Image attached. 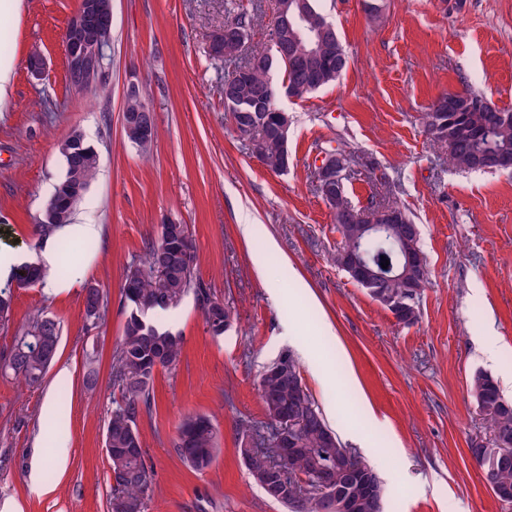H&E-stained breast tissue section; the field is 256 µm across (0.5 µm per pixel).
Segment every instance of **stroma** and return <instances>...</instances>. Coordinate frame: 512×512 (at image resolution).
I'll return each instance as SVG.
<instances>
[{
	"label": "stroma",
	"mask_w": 512,
	"mask_h": 512,
	"mask_svg": "<svg viewBox=\"0 0 512 512\" xmlns=\"http://www.w3.org/2000/svg\"><path fill=\"white\" fill-rule=\"evenodd\" d=\"M252 8L250 49L270 47L271 0H112V43L101 85L75 92L63 35L81 0H24L0 22V58L13 62L0 104V249L29 256L46 200L65 167L59 146L80 132L100 167L73 221L99 224L61 286L13 288L0 353L37 312L60 324L58 355L41 384L0 377V512H108L105 422L117 397L109 373L126 320L124 270L160 224L187 225L195 276L228 304L233 322L208 332L194 296L157 321L182 336L176 368L158 370L155 406L138 429L151 496L147 512H286L255 486L237 453L239 419L262 427L260 376L281 352L301 365L308 392L345 447L380 475L385 512H512L473 462L490 432L469 391L491 374L512 398V174L449 167L422 124L431 102L470 88L512 109V0H320L347 69L308 98L282 99L292 163L276 175L248 149L224 110V69L210 46L225 4ZM45 62L31 76L32 52ZM142 90L156 118L149 152L125 136L124 92ZM351 156L355 206L413 213L429 286L410 324L336 266L341 236L318 191L324 152ZM255 225L243 237L241 225ZM263 265H256V257ZM108 305L89 326L83 296ZM500 351L490 360L483 336ZM97 384L87 390L89 371ZM55 399L53 419L43 415ZM208 416L220 452L204 471L170 445L182 419ZM68 461L57 469L59 441Z\"/></svg>",
	"instance_id": "1"
}]
</instances>
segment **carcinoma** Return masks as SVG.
Listing matches in <instances>:
<instances>
[{
    "mask_svg": "<svg viewBox=\"0 0 512 512\" xmlns=\"http://www.w3.org/2000/svg\"><path fill=\"white\" fill-rule=\"evenodd\" d=\"M311 24L325 34L324 56L320 81L305 64L311 50L306 36L299 32L288 34L286 45H272L268 53L248 54L246 81L232 91H224V109L231 119L252 115L259 124L255 138L259 148L256 158L271 172H281L284 142L279 133L277 111L279 99H301L333 83L346 69L348 57L333 25L320 12L318 0H307ZM224 25H236L246 31L255 26V15L241 8ZM475 92L464 89L449 92L436 99L423 113V123L435 143L443 150L448 164L467 171L478 167L472 160L491 147L512 151V124L504 125L498 112L473 109L465 113L460 124L440 125L437 120L438 104L452 100L464 107L465 99ZM272 98L274 110H260L258 100ZM476 126L490 132L480 143L468 132ZM69 151L61 152L65 173L47 200L40 224L37 244L58 229L71 223L77 204L85 196L98 166L96 150L75 131L66 140ZM333 221L341 235V246L336 249L335 261L348 257L352 243L371 251L376 259L385 258L395 267L387 277L368 287L373 299L380 303L403 297L420 298L429 281L427 274L417 280L398 275L405 263L400 252V236L408 229H416L409 215L405 222L389 231V243L374 242L364 233V223H348V215L355 206L346 190L327 200ZM196 260L193 240L185 224L160 225L159 238L146 247L145 256L131 261L124 270L121 302L127 309L123 334L112 353V386L119 392L113 402L106 423L105 446L112 484L111 512H146L150 481L144 460L142 441L137 422L151 415L154 406V380L158 369L176 367L183 356V339L152 321L151 316L176 305L185 295H194L205 323L212 336L224 334L230 325V307L213 298L210 289L194 277ZM45 278L43 268L35 263L25 264L12 274L19 288L32 287ZM107 305L101 288L90 285L85 289V314L96 320L103 317ZM60 342V327L56 320L42 313L33 315L14 336V345L0 356V376L12 377L29 385L40 382L56 359ZM302 381L300 364L294 355H288V374L283 378H261L259 398L266 419L265 425L273 429L275 410L288 413L292 420L300 414L309 421L296 430L299 451L288 459V498L279 497L274 472L281 467L277 449L271 437L263 436L252 446L246 468L266 497L287 509V512H336L332 507L338 496H351L357 500L356 512H384V489L378 473L361 456L345 448L338 437L325 441L329 428L322 412L309 392L293 391L291 383ZM470 391L492 433V443L469 448L475 463L482 470L486 484L502 502L512 504V402L505 399L495 379L478 371L470 380ZM179 457L193 470L203 471L211 466L219 451V436L212 421L205 415H195L182 421L172 441ZM336 473L330 491L317 490L321 480V467ZM365 467L368 479L376 492L367 493L353 471Z\"/></svg>",
    "mask_w": 512,
    "mask_h": 512,
    "instance_id": "cac0c4a2",
    "label": "carcinoma"
}]
</instances>
